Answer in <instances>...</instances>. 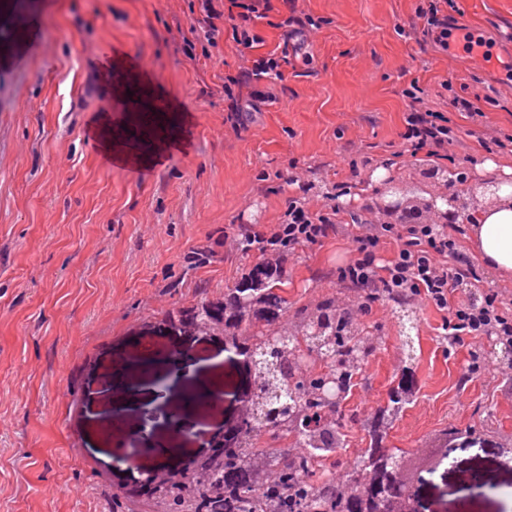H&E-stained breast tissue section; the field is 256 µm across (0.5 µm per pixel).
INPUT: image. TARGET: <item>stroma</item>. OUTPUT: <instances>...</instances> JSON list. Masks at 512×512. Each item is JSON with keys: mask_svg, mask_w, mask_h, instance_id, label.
I'll list each match as a JSON object with an SVG mask.
<instances>
[{"mask_svg": "<svg viewBox=\"0 0 512 512\" xmlns=\"http://www.w3.org/2000/svg\"><path fill=\"white\" fill-rule=\"evenodd\" d=\"M419 0H295L299 15L319 19L302 50L290 54L283 79L260 90L273 104L238 124L225 76L251 67L230 36L217 45L189 36L198 0H0V35L18 14L28 24L25 68L0 57V512H124L95 473L127 455L140 415L113 420L103 366L129 370L128 386L146 409L163 408L153 447L203 452L207 435L237 419L252 375L219 335H189L167 314L192 306L198 285L213 301L263 263L258 252L224 250V229L282 223L289 197L305 193L311 211L337 205L344 214L381 213L385 169L402 199L423 208L431 197L479 182L486 162L512 163V151L477 139L512 138V83L459 49L423 38ZM455 19L512 58V0H454ZM110 45L140 58L189 117H170L182 141L159 168L142 175L104 164L89 133L107 98L127 100L143 88L130 78L105 86L98 51ZM417 86L453 129L447 159L408 155L403 138ZM476 99L480 116L463 117L454 96ZM400 164H390L392 152ZM464 180H456V173ZM353 192L338 196V183ZM213 252L196 265V252ZM353 256L339 235L286 253L291 308L327 298L357 301L337 282L336 266ZM413 347L399 332L397 302L373 304L362 324L380 342L364 361L351 395L336 413L346 436L330 459L331 475L350 473L370 443L364 403L386 407L411 391L382 445L396 453L428 512H512V378L471 374L475 361L502 362L496 338L482 337L479 359L450 346L442 312L421 300ZM193 356L195 368L170 386L169 363L136 371L141 343ZM224 390L220 409L186 419L187 434L166 418L197 384ZM166 397H159V384Z\"/></svg>", "mask_w": 512, "mask_h": 512, "instance_id": "stroma-1", "label": "stroma"}]
</instances>
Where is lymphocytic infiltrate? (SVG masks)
<instances>
[{
  "label": "lymphocytic infiltrate",
  "mask_w": 512,
  "mask_h": 512,
  "mask_svg": "<svg viewBox=\"0 0 512 512\" xmlns=\"http://www.w3.org/2000/svg\"><path fill=\"white\" fill-rule=\"evenodd\" d=\"M229 11L215 8L214 0H202L198 23L209 44H216L222 33L221 21H229L232 39L240 52H252L263 39L253 31L256 20L269 17L273 0H228ZM424 36L441 50L451 43L461 44L468 56L490 60L489 43L466 26L448 20L442 0H425L416 8ZM404 139L413 152L443 159L453 142L446 118L412 99L405 118ZM338 207L313 212L304 201L289 198L287 219L267 233L251 229L250 235L260 253L297 249L323 243L343 230ZM351 237L354 258L336 269L337 282L361 294L349 310L354 320L367 316L381 298L399 300L420 298L443 312L442 329L451 345L476 349L482 336L497 337L512 345V308L498 290L485 287L474 260L464 253L455 228L444 224H390L381 219L358 217ZM392 244V255L380 259L384 244Z\"/></svg>",
  "instance_id": "f902f5d3"
}]
</instances>
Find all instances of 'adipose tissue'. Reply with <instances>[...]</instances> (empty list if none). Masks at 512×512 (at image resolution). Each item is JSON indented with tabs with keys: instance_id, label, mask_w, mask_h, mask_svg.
<instances>
[{
	"instance_id": "adipose-tissue-1",
	"label": "adipose tissue",
	"mask_w": 512,
	"mask_h": 512,
	"mask_svg": "<svg viewBox=\"0 0 512 512\" xmlns=\"http://www.w3.org/2000/svg\"><path fill=\"white\" fill-rule=\"evenodd\" d=\"M483 178L498 190L471 214L472 246L500 277L512 278V167L488 163Z\"/></svg>"
}]
</instances>
